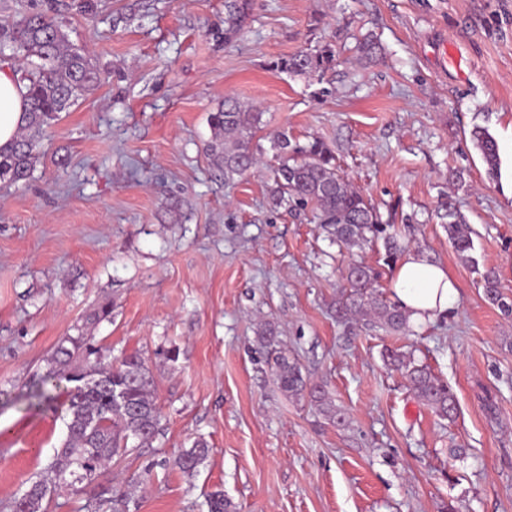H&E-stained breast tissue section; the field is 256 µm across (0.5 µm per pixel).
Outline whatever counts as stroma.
I'll return each mask as SVG.
<instances>
[{
    "label": "stroma",
    "mask_w": 512,
    "mask_h": 512,
    "mask_svg": "<svg viewBox=\"0 0 512 512\" xmlns=\"http://www.w3.org/2000/svg\"><path fill=\"white\" fill-rule=\"evenodd\" d=\"M36 11L89 52L100 82L48 129L32 176L0 184V502L66 434L28 393L108 303L93 342L144 358L162 433L47 512H79L108 485L130 492L129 512H207L216 490L237 512H512V316L483 281L494 270L512 298V0H248L231 39L224 0H0V22ZM369 32L383 55L357 62ZM324 45L336 68L323 80L270 68ZM228 93L262 110L265 163L278 131L326 142L408 251L457 281L452 307L400 334L338 321L350 262L390 293L385 249L342 250L312 209L271 208L264 174L222 183L204 147ZM476 126L497 141L498 181ZM449 199L475 264L436 215ZM265 321L344 423L279 389ZM388 349L452 387L454 420L385 365ZM198 437L212 453L188 475L174 459ZM471 142L474 148L480 153L486 165L487 177L491 180H498L500 174V158L498 145L494 137L487 129L474 127L471 132Z\"/></svg>",
    "instance_id": "stroma-1"
}]
</instances>
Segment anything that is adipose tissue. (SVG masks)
Returning <instances> with one entry per match:
<instances>
[{
    "mask_svg": "<svg viewBox=\"0 0 512 512\" xmlns=\"http://www.w3.org/2000/svg\"><path fill=\"white\" fill-rule=\"evenodd\" d=\"M27 82L15 66L0 64V147L14 138L27 108ZM392 289L413 322L424 324L445 313L458 284L445 269L412 252L394 270Z\"/></svg>",
    "mask_w": 512,
    "mask_h": 512,
    "instance_id": "adipose-tissue-1",
    "label": "adipose tissue"
}]
</instances>
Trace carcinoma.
<instances>
[{"mask_svg": "<svg viewBox=\"0 0 512 512\" xmlns=\"http://www.w3.org/2000/svg\"><path fill=\"white\" fill-rule=\"evenodd\" d=\"M10 49L20 57L23 77L29 82L28 108L16 138L8 151L0 150V182L11 185L28 179L41 162L40 139L47 128L59 119L80 96L91 91L98 74L89 56L73 48L68 34L52 18L33 13L13 24L0 25V50ZM359 59L372 61L381 54L378 41L366 35L357 46ZM336 65L329 46L299 51L271 62L278 73L320 77ZM263 112L233 96L211 114L212 136L206 153L216 168L224 173V183H231L258 168L260 145L254 142L261 129ZM471 142L486 165L487 177L500 174L498 145L487 129L475 127ZM277 150L275 163L268 165L270 202L275 207L314 206L316 218L330 241L350 250L363 247L386 231L381 216L365 195L354 188L336 165L334 152L320 139L300 144L288 132L273 137ZM448 219V239L459 259L474 262L473 240L464 216L455 204H444ZM379 272L362 262L347 268V287L336 304V318L347 321L366 317L371 325L387 332L407 329L409 316L397 302L390 301L375 289ZM486 296L507 316L512 315V301L506 300L497 286L496 275H483ZM260 345L271 350L272 369L280 390L298 400L309 398L323 415L332 421H344L339 407L321 385L310 384L298 363L276 348L277 331L267 322L257 330ZM78 351L85 353L84 363L70 367ZM103 348L82 334L67 336L52 357L53 368L41 386L28 395L29 405L41 410L51 408L57 400L58 380L73 384L63 404L67 434L56 449L47 475L31 482L24 494L8 503H0V512H44L43 503L57 490H73L79 484H91L101 470L119 453L148 446L161 430V414L156 405L150 368L136 353L115 363L103 362ZM389 363L402 371L416 396L442 419H451L456 410L453 389L437 378L427 366L415 363L402 352L387 354ZM90 380L103 382L97 389L86 387ZM210 448L197 440L181 450L174 460L184 473H193L208 459ZM112 512H126L129 493L119 487L101 489L96 500L88 501L85 512H100L106 506ZM208 512H231L233 505L224 493L208 495Z\"/></svg>", "mask_w": 512, "mask_h": 512, "instance_id": "cac0c4a2", "label": "carcinoma"}]
</instances>
